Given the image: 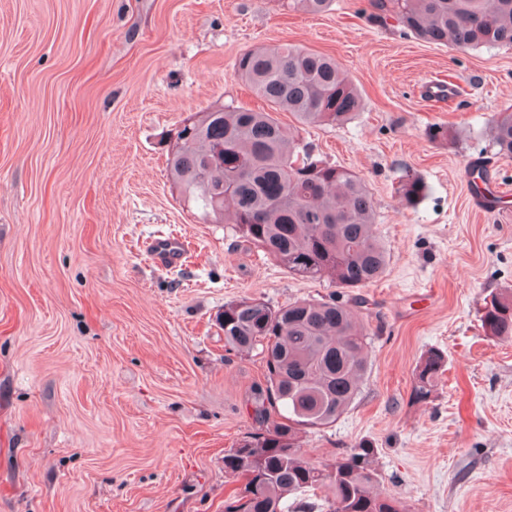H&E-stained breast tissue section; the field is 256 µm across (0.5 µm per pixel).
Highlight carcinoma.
Segmentation results:
<instances>
[{"label":"carcinoma","instance_id":"1","mask_svg":"<svg viewBox=\"0 0 512 512\" xmlns=\"http://www.w3.org/2000/svg\"><path fill=\"white\" fill-rule=\"evenodd\" d=\"M331 0H290L306 13ZM383 14L419 38L455 49L512 44V0H372ZM236 75L268 109L220 105L177 132L167 173L180 199L212 224H231L245 242L289 275L328 277L339 288L328 300L300 299L274 307L254 297L224 305L217 317L224 347L260 351L266 381L254 389L256 427L224 454V472L242 479L224 512H406L396 497L374 491V448L359 442L332 463L304 456L300 438L331 426L355 399L369 367L368 301L360 290L386 272L388 254L375 234L373 201L361 177L326 162L298 131L302 125L343 124L362 109L358 89L331 56L285 44L254 47L237 60ZM494 144L512 158V111L493 119ZM426 182L405 171L399 199L417 207ZM481 326L489 336L512 337V291L484 301ZM445 355L431 349L416 367L411 399L427 402L438 389ZM324 492L321 502L288 496Z\"/></svg>","mask_w":512,"mask_h":512}]
</instances>
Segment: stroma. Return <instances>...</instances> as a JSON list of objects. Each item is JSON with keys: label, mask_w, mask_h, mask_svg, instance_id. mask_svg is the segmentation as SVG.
I'll list each match as a JSON object with an SVG mask.
<instances>
[{"label": "stroma", "mask_w": 512, "mask_h": 512, "mask_svg": "<svg viewBox=\"0 0 512 512\" xmlns=\"http://www.w3.org/2000/svg\"><path fill=\"white\" fill-rule=\"evenodd\" d=\"M336 57L364 108L300 127L363 178L384 277L364 288L370 369L331 427L302 438L320 463L365 441L378 490L407 512H512V339L478 310L512 288V200L478 208L468 168L512 191L490 120L512 109V46L457 50L404 34L368 0L305 14L283 0H0V512H224V454L255 423L256 354L227 356L216 314L256 297L326 299L185 207L166 158L190 115L257 107L236 62L259 46ZM454 83L430 98L428 79ZM453 123L452 141L431 139ZM428 197L400 206L402 171ZM181 235L183 265L142 250ZM431 349V401L410 400ZM445 355L442 351L431 349L423 356L416 367L411 399L415 402H428L438 389L443 369Z\"/></svg>", "instance_id": "obj_1"}]
</instances>
